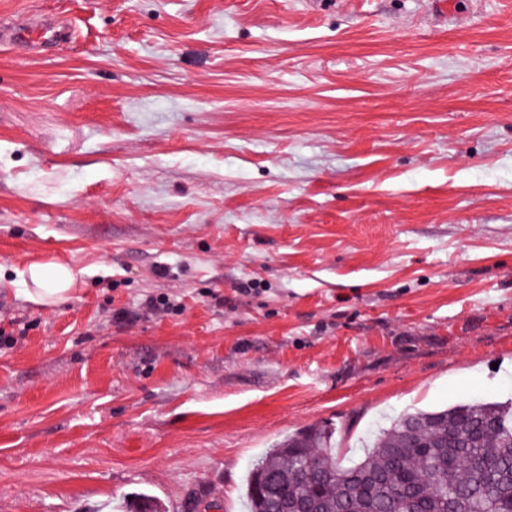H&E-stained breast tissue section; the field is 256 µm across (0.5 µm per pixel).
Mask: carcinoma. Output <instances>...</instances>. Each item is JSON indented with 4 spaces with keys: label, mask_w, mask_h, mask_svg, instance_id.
<instances>
[{
    "label": "carcinoma",
    "mask_w": 512,
    "mask_h": 512,
    "mask_svg": "<svg viewBox=\"0 0 512 512\" xmlns=\"http://www.w3.org/2000/svg\"><path fill=\"white\" fill-rule=\"evenodd\" d=\"M246 499L250 512L309 501L320 512H512V401L398 416L350 466L334 431L297 432L251 465ZM127 512L165 510L141 492Z\"/></svg>",
    "instance_id": "cac0c4a2"
}]
</instances>
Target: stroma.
<instances>
[{"mask_svg": "<svg viewBox=\"0 0 512 512\" xmlns=\"http://www.w3.org/2000/svg\"><path fill=\"white\" fill-rule=\"evenodd\" d=\"M36 23L72 36L0 42V512H243L301 429L348 462L512 397V0H0ZM24 294L36 302L49 305L70 294L76 283L72 267L60 263H30L18 272Z\"/></svg>", "mask_w": 512, "mask_h": 512, "instance_id": "obj_1", "label": "stroma"}]
</instances>
